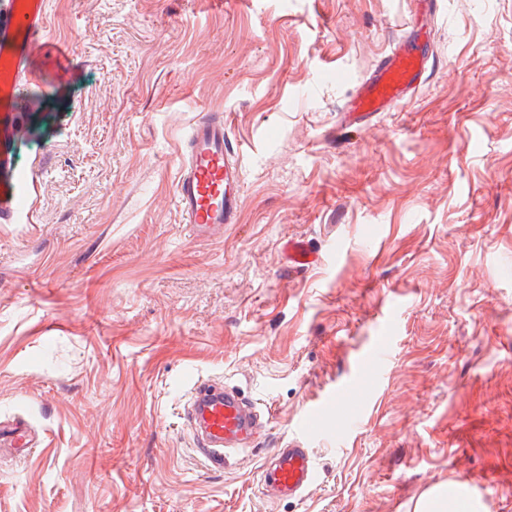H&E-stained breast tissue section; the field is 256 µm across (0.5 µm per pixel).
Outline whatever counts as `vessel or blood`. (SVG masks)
Returning a JSON list of instances; mask_svg holds the SVG:
<instances>
[{
  "mask_svg": "<svg viewBox=\"0 0 512 512\" xmlns=\"http://www.w3.org/2000/svg\"><path fill=\"white\" fill-rule=\"evenodd\" d=\"M69 43L46 34L44 0H9L8 14L0 20V113L19 121L22 112L36 104L34 97H20L21 84L37 85L42 72L35 56H44L56 75L69 68ZM425 59L415 46L400 41L383 55L375 68L355 89L344 110L355 122L375 112H389L415 90L424 71ZM30 177L18 172L0 180V220L10 221L29 214ZM244 173L238 154L226 147L224 115L206 112L193 125L186 143V158L175 187V204L182 221L197 238L223 236L224 227L238 220ZM288 265L297 270L314 266L319 255L301 240H289ZM391 339L378 337L361 359L371 372H382ZM183 417L190 427L197 452L209 463L222 465L229 453L252 448L264 431L265 411L237 389L219 382L195 386ZM299 437L288 440L266 458L259 487L263 496L295 498L312 487L317 478L309 447L311 435L319 432L315 410H308L299 423Z\"/></svg>",
  "mask_w": 512,
  "mask_h": 512,
  "instance_id": "obj_1",
  "label": "vessel or blood"
}]
</instances>
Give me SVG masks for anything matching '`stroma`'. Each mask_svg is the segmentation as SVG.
<instances>
[{
	"label": "stroma",
	"instance_id": "1",
	"mask_svg": "<svg viewBox=\"0 0 512 512\" xmlns=\"http://www.w3.org/2000/svg\"><path fill=\"white\" fill-rule=\"evenodd\" d=\"M46 25L75 66L0 126L36 215L0 223V423L28 430L0 512H417L460 480L512 512V0H47ZM413 30L419 88L344 127ZM204 111L245 173L209 241L174 201ZM291 238L321 264L290 271ZM390 316L383 374L320 418L316 484L264 498L261 461ZM200 381L265 409L250 457L194 452Z\"/></svg>",
	"mask_w": 512,
	"mask_h": 512
}]
</instances>
